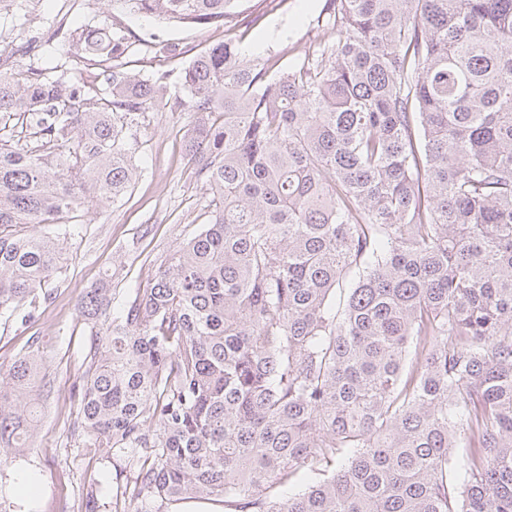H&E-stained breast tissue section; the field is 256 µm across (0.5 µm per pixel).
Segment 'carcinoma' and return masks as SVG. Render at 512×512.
Here are the masks:
<instances>
[{
	"label": "carcinoma",
	"mask_w": 512,
	"mask_h": 512,
	"mask_svg": "<svg viewBox=\"0 0 512 512\" xmlns=\"http://www.w3.org/2000/svg\"><path fill=\"white\" fill-rule=\"evenodd\" d=\"M244 2L112 0L227 32ZM311 26L278 72L229 36L180 73L208 223L133 293L81 296L71 432L112 449V512H512V0H327ZM128 49L84 25L79 76L0 72V118L37 135L0 137L6 322L135 180L170 72ZM39 353L0 375V470L30 483Z\"/></svg>",
	"instance_id": "carcinoma-1"
}]
</instances>
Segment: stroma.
I'll return each mask as SVG.
<instances>
[{
  "label": "stroma",
  "instance_id": "stroma-1",
  "mask_svg": "<svg viewBox=\"0 0 512 512\" xmlns=\"http://www.w3.org/2000/svg\"><path fill=\"white\" fill-rule=\"evenodd\" d=\"M323 4L324 0H247L249 22L236 33L245 47L272 57L284 68L314 49L317 32L308 20ZM109 16L139 40L125 58L129 69L144 76L171 71L165 93L169 101L184 94L180 71L199 51L224 39L223 29L132 14L110 0H0V67L52 69L67 61L74 29ZM35 35L41 37L43 47L25 53L27 41ZM160 42L178 44L180 55L159 52ZM185 124V117L166 108L146 114L138 132L142 173L127 196L100 206L82 241L67 249L63 273L51 283L53 298L29 326L0 321V369L25 352L29 338L37 336L42 342V372L52 384L28 455L31 469L40 476V493L29 499L8 492L9 512H60L93 479L101 484L103 502L112 500L109 463L87 453L69 429L76 409L72 389L83 370L85 342L77 304L83 291L110 269H119L113 286L122 293L145 284L206 223L209 194L185 168Z\"/></svg>",
  "mask_w": 512,
  "mask_h": 512
}]
</instances>
